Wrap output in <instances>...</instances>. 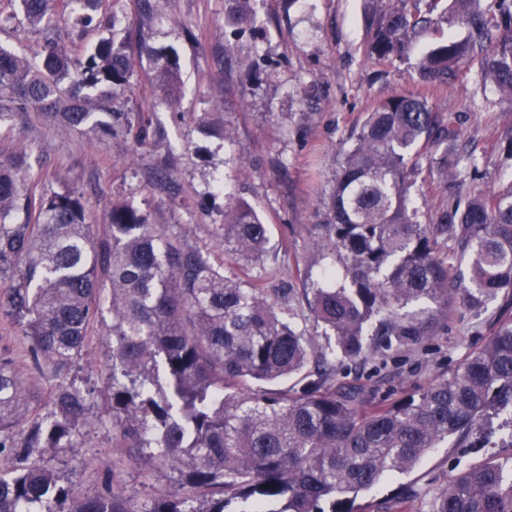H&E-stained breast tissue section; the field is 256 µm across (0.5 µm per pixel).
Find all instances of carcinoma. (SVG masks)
<instances>
[{"instance_id": "cac0c4a2", "label": "carcinoma", "mask_w": 512, "mask_h": 512, "mask_svg": "<svg viewBox=\"0 0 512 512\" xmlns=\"http://www.w3.org/2000/svg\"><path fill=\"white\" fill-rule=\"evenodd\" d=\"M51 0H20L28 23L59 18ZM368 42V58L393 63L442 24L466 36L437 41L418 65L422 80L446 86L460 65L512 98V0H398ZM153 57L155 88L170 107L179 93L174 55ZM65 49L47 46L31 63L0 47V124L20 112L46 111L73 128L110 108L130 82L132 59L110 39L85 51L71 75ZM108 93L91 100L85 88ZM335 172L327 213L310 225L316 260L337 256L342 275L296 289L224 274L192 240V227L150 224L131 204L115 203L110 239L95 242L83 194L35 197L19 178L21 160L0 162V314L28 342L27 369L63 380L49 408L12 359H0V512H118L112 482L79 500L39 463L70 446L89 425L94 393L64 379L76 370L89 329L108 303L112 406L117 445L141 469L165 466L181 495L158 498L142 512H323L354 503L384 478L403 475L454 437L457 447L484 422L512 412V321L446 377L391 404H372L362 384L336 383V360H364L438 335L448 308L475 313L512 292V184L454 197L421 220L412 179L435 144L448 176L459 151L450 128L421 95L379 104L349 136ZM231 261L268 252L269 225L245 200L231 203L216 231ZM453 245V251L443 248ZM302 299L322 329L315 343L290 302ZM427 300L430 308L408 307ZM309 380L306 390L279 381ZM432 512H512V472L494 463L471 468L436 496Z\"/></svg>"}]
</instances>
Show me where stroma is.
<instances>
[{
    "instance_id": "obj_1",
    "label": "stroma",
    "mask_w": 512,
    "mask_h": 512,
    "mask_svg": "<svg viewBox=\"0 0 512 512\" xmlns=\"http://www.w3.org/2000/svg\"><path fill=\"white\" fill-rule=\"evenodd\" d=\"M395 2L254 0L255 21L241 27L233 20L235 0H156L149 10L142 0H103L90 26L68 16L43 28L26 21L17 0H0V46L32 62L49 42L76 55L110 35L125 41L134 71L112 109L140 124L145 136L137 147L122 136L21 112L0 124V160L24 158L25 185L35 195L84 194L87 221L98 238L108 235L113 201L124 199L142 209L149 223L192 225L194 242L225 273L270 284L318 279L322 268L309 261L306 227L324 217L350 133L387 98L425 95L480 159L477 174L455 182L423 165L413 189L422 216L454 195L512 180V157L503 142L512 127V99L471 76L450 87H426L417 65L432 45L428 37L414 42L403 63L367 59L373 28ZM145 44L178 58L182 93L175 108L154 88V63L140 51ZM223 125L232 129L233 140L224 139ZM205 126L211 134H202ZM239 198L269 224L270 249L263 260L230 264L214 230L226 205ZM510 316L512 306L501 298L477 317L457 310L447 331L424 344L384 359L337 364L336 380L367 385L375 401L393 400L456 368ZM104 329V323L95 324L77 371L79 381L97 390L90 400L92 425L73 448L45 453L41 463L61 474L72 496L94 494L108 481L129 512H140L179 485L167 468H138L112 440V410L99 395L112 374ZM487 462L512 469V444L495 428L473 448L441 445L412 473L385 478L361 502L366 512H430L451 479Z\"/></svg>"
}]
</instances>
